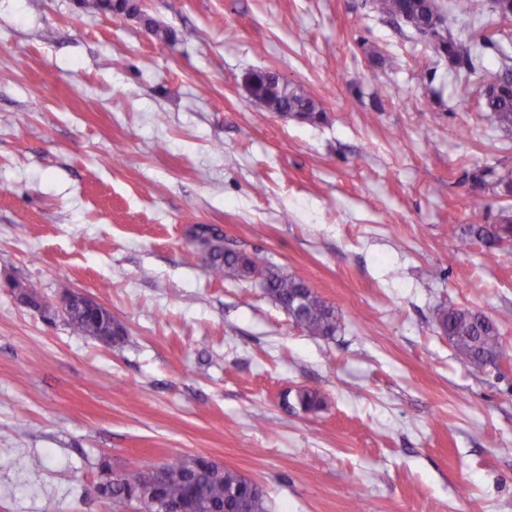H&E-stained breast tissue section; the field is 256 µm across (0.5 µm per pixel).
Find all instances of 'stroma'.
<instances>
[{
	"label": "stroma",
	"instance_id": "1",
	"mask_svg": "<svg viewBox=\"0 0 512 512\" xmlns=\"http://www.w3.org/2000/svg\"><path fill=\"white\" fill-rule=\"evenodd\" d=\"M474 6L449 23L468 69L369 0H143L173 43L78 0H0V512H135L96 492L101 463L175 456L261 484L268 512H512V254L447 253L500 221L512 174L480 109L512 21ZM255 71L323 119L269 112ZM197 224L304 280L335 336L210 278ZM31 282L91 295L126 341L27 308ZM448 305L500 319L496 363L456 358Z\"/></svg>",
	"mask_w": 512,
	"mask_h": 512
}]
</instances>
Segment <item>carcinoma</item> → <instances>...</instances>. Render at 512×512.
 Segmentation results:
<instances>
[{
  "label": "carcinoma",
  "instance_id": "obj_1",
  "mask_svg": "<svg viewBox=\"0 0 512 512\" xmlns=\"http://www.w3.org/2000/svg\"><path fill=\"white\" fill-rule=\"evenodd\" d=\"M373 8L393 19L408 15L413 27L430 33L438 40L448 60L466 66L476 54L472 43L442 34V12L447 8L457 11V19L470 20L468 0H456L447 5L445 0H372ZM86 11L124 13L135 8V0H80ZM491 91L485 97L486 120L498 130L512 131V68L505 70L490 83ZM275 105L293 117L316 122L323 118L317 100L301 87L290 88L272 95ZM481 241L486 247L512 252V216L505 214L501 222L487 227L472 224L462 243L471 239ZM195 239L204 256L208 275L222 280L224 276H237L253 280L267 297L281 308L292 323L311 336L330 338L339 327L336 309L319 297L308 284L297 277L276 269L259 251L236 253L224 246V233L209 225H196ZM112 314L108 311L95 316L79 305L69 308L65 321L78 335L96 338L112 331V343L125 340L127 330L123 325L111 326ZM439 323L448 336L456 357L465 365L483 367L496 362L503 355V340L496 319L468 308L450 306L440 311ZM153 476L152 466L122 471L112 485L108 497L116 503L132 489L143 488ZM162 498L180 502L195 493L196 512H208L209 504L224 505V512H267V492L260 484L239 473L223 468L219 471L200 466L193 457H174L164 463L159 473Z\"/></svg>",
  "mask_w": 512,
  "mask_h": 512
}]
</instances>
